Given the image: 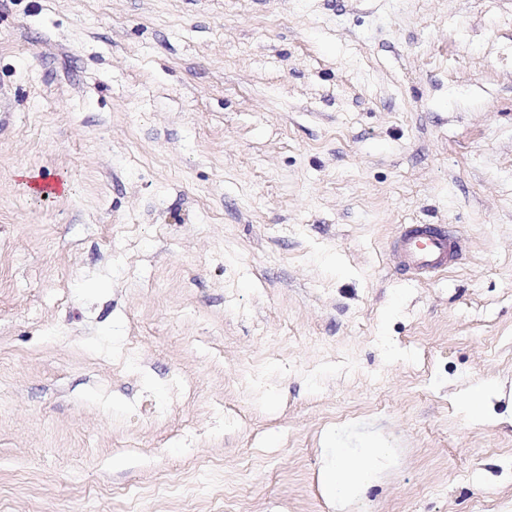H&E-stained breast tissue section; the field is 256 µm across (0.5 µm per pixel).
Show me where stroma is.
<instances>
[{
  "mask_svg": "<svg viewBox=\"0 0 512 512\" xmlns=\"http://www.w3.org/2000/svg\"><path fill=\"white\" fill-rule=\"evenodd\" d=\"M0 512H512V0H0ZM460 252V240L436 224L405 225L391 247L393 262L411 270L419 279L448 271ZM382 457L381 448L369 446L364 456L351 466L345 462L343 449L335 448L333 461L326 470V481L336 496V502L343 503L358 484L366 482Z\"/></svg>",
  "mask_w": 512,
  "mask_h": 512,
  "instance_id": "stroma-1",
  "label": "stroma"
}]
</instances>
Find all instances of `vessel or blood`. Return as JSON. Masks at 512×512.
Returning a JSON list of instances; mask_svg holds the SVG:
<instances>
[{"mask_svg":"<svg viewBox=\"0 0 512 512\" xmlns=\"http://www.w3.org/2000/svg\"><path fill=\"white\" fill-rule=\"evenodd\" d=\"M460 252V240L435 224L405 225L391 247L393 262L420 278L446 272Z\"/></svg>","mask_w":512,"mask_h":512,"instance_id":"vessel-or-blood-1","label":"vessel or blood"}]
</instances>
